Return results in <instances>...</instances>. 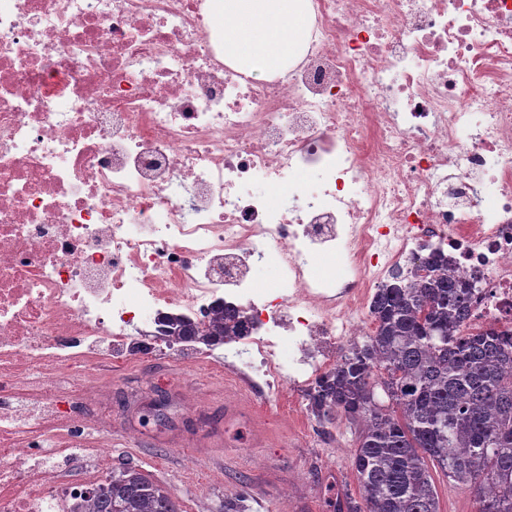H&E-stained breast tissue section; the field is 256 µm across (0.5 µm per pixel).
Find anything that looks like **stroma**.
<instances>
[{"label": "stroma", "instance_id": "obj_1", "mask_svg": "<svg viewBox=\"0 0 512 512\" xmlns=\"http://www.w3.org/2000/svg\"><path fill=\"white\" fill-rule=\"evenodd\" d=\"M131 370L127 377L113 369L114 383L137 388L140 402L105 401L113 425L98 439L113 464H130L167 488L182 512H336L338 494H357L353 429L320 424L304 396L268 401L259 388H242L224 372L223 347L199 348L194 357L174 349L160 365L145 355ZM154 385L189 389L206 404L193 417L141 421ZM128 423L141 424L137 438L122 436Z\"/></svg>", "mask_w": 512, "mask_h": 512}]
</instances>
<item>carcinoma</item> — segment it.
<instances>
[{
  "label": "carcinoma",
  "mask_w": 512,
  "mask_h": 512,
  "mask_svg": "<svg viewBox=\"0 0 512 512\" xmlns=\"http://www.w3.org/2000/svg\"><path fill=\"white\" fill-rule=\"evenodd\" d=\"M475 283L448 273L435 250L396 269L371 302L374 330L315 378L308 408L353 426L359 496L336 512H439L429 467L467 489L477 512H512V331L470 334ZM170 343L214 347L248 319L218 307L208 323L165 317ZM85 512H181L171 492L123 465L83 495Z\"/></svg>",
  "instance_id": "cac0c4a2"
}]
</instances>
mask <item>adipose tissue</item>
<instances>
[{"label":"adipose tissue","instance_id":"ef3b65f1","mask_svg":"<svg viewBox=\"0 0 512 512\" xmlns=\"http://www.w3.org/2000/svg\"><path fill=\"white\" fill-rule=\"evenodd\" d=\"M215 20L226 59L265 77L287 64L309 16L304 0H217Z\"/></svg>","mask_w":512,"mask_h":512}]
</instances>
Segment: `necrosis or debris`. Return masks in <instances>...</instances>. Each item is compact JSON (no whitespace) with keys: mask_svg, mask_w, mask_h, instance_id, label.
<instances>
[{"mask_svg":"<svg viewBox=\"0 0 512 512\" xmlns=\"http://www.w3.org/2000/svg\"><path fill=\"white\" fill-rule=\"evenodd\" d=\"M212 2L0 0V512H76L108 455L27 461L109 428L112 369L132 334L167 349L161 316L244 311L231 346L273 398L436 249L481 283L468 332L512 328V0H306L266 79L225 63ZM336 252L348 278L315 274Z\"/></svg>","mask_w":512,"mask_h":512,"instance_id":"necrosis-or-debris-1","label":"necrosis or debris"}]
</instances>
